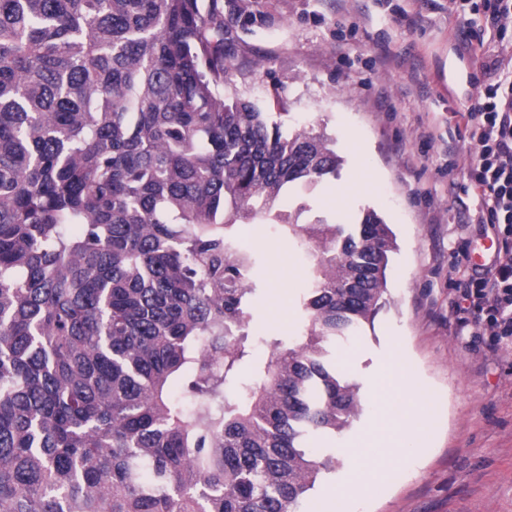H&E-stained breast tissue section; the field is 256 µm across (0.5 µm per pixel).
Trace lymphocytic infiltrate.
<instances>
[{
	"label": "lymphocytic infiltrate",
	"instance_id": "obj_1",
	"mask_svg": "<svg viewBox=\"0 0 512 512\" xmlns=\"http://www.w3.org/2000/svg\"><path fill=\"white\" fill-rule=\"evenodd\" d=\"M510 25L512 0H484L482 33L465 37L483 80L475 102L459 114L475 151L457 164L481 199V223L501 229L493 263L463 296L486 313L496 336H512V70L503 67L499 48Z\"/></svg>",
	"mask_w": 512,
	"mask_h": 512
}]
</instances>
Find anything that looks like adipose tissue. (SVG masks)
Returning a JSON list of instances; mask_svg holds the SVG:
<instances>
[{"instance_id": "ef3b65f1", "label": "adipose tissue", "mask_w": 512, "mask_h": 512, "mask_svg": "<svg viewBox=\"0 0 512 512\" xmlns=\"http://www.w3.org/2000/svg\"><path fill=\"white\" fill-rule=\"evenodd\" d=\"M371 385L378 410L354 452L349 485L353 492H368L391 481L397 468L393 450L404 431L413 424V410L419 401L406 372H397L395 384L388 385L376 378Z\"/></svg>"}]
</instances>
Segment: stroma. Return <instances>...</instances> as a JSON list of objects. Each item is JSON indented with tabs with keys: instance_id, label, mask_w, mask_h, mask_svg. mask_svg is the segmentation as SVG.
<instances>
[{
	"instance_id": "stroma-1",
	"label": "stroma",
	"mask_w": 512,
	"mask_h": 512,
	"mask_svg": "<svg viewBox=\"0 0 512 512\" xmlns=\"http://www.w3.org/2000/svg\"><path fill=\"white\" fill-rule=\"evenodd\" d=\"M227 28L224 51L237 92L286 129L312 127L334 142L336 177L286 206L305 221L342 224L372 210L396 247L387 292L361 336L336 343L334 363L359 387L361 414L339 432L309 436L332 458L299 512H326L344 491L352 449L372 420V379L393 366L412 376L426 420L402 441L394 481L350 500L352 512H512V337L458 319L459 283L490 265L498 228L478 223L477 200L448 158L473 152L456 111L473 103L479 68L448 0H199ZM338 182L358 190L339 202ZM259 254L268 292L259 332L288 335L297 318L302 264L273 227L240 229Z\"/></svg>"
}]
</instances>
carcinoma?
<instances>
[{
    "label": "carcinoma",
    "instance_id": "cac0c4a2",
    "mask_svg": "<svg viewBox=\"0 0 512 512\" xmlns=\"http://www.w3.org/2000/svg\"><path fill=\"white\" fill-rule=\"evenodd\" d=\"M223 43L198 0H0V512H297L334 464L307 434L362 410L329 347L393 233L282 208L339 156L229 91ZM241 224L300 251L298 335L254 336Z\"/></svg>",
    "mask_w": 512,
    "mask_h": 512
}]
</instances>
